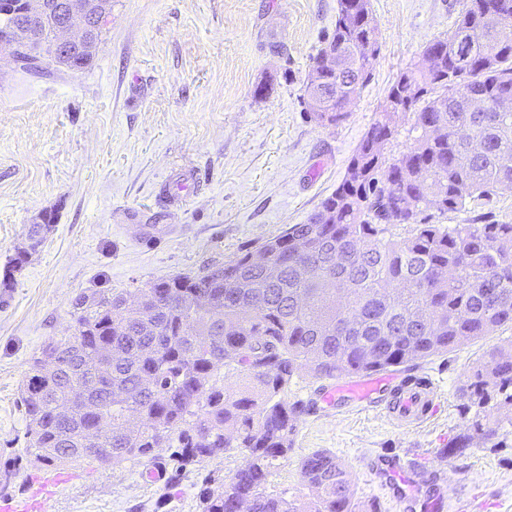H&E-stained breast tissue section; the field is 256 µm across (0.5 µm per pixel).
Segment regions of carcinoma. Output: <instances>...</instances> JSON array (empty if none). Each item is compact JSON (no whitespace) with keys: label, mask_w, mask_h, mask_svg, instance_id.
I'll list each match as a JSON object with an SVG mask.
<instances>
[{"label":"carcinoma","mask_w":512,"mask_h":512,"mask_svg":"<svg viewBox=\"0 0 512 512\" xmlns=\"http://www.w3.org/2000/svg\"><path fill=\"white\" fill-rule=\"evenodd\" d=\"M362 13L371 14L369 0H339L323 44L344 55L318 84L306 83L305 96L327 104L367 85L378 37ZM50 33L26 0H0V37L51 58ZM424 52L435 69L400 73L343 179L305 223L224 263L148 282L133 303L110 289L75 299L73 334L29 362L24 455L147 467L156 449L172 448L186 466L242 448L244 464L222 491L200 489L202 512H359L347 467L325 450L300 462L309 500L266 489L273 461L292 450L297 420L310 411L288 398L293 378L387 371L512 330V224L435 223L512 189V110L498 105L512 94V0H462L453 27ZM93 58L81 48L66 53L79 69ZM407 114L411 143L392 154ZM348 116L310 113L330 126ZM50 231L28 227L31 252ZM256 251L264 264L253 261ZM106 355L110 371L94 374ZM224 369L241 379L239 394L224 393ZM459 395L475 433L494 437L512 416L511 339L477 361Z\"/></svg>","instance_id":"carcinoma-1"}]
</instances>
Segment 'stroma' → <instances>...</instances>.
Wrapping results in <instances>:
<instances>
[{
	"label": "stroma",
	"instance_id": "stroma-1",
	"mask_svg": "<svg viewBox=\"0 0 512 512\" xmlns=\"http://www.w3.org/2000/svg\"><path fill=\"white\" fill-rule=\"evenodd\" d=\"M458 3L370 0L379 55L338 126L317 124L302 105L338 0H112L88 68L29 73L0 53V276L28 225L56 215L39 251L0 287V497L25 498L51 480L48 512H199L202 485L217 491L234 475L244 461L238 448L184 467L158 449L157 482L129 461L59 467L32 455L11 473L25 446L20 390L29 361L71 335L79 295L194 272L303 223L342 180L389 86L453 26ZM181 179L195 189L185 203L163 191ZM481 215L512 224V190L447 221ZM502 340L497 333L386 372L369 400L348 394V376L295 378L289 397L315 408L271 467L268 491L307 496L299 462L324 449L347 465L355 500L377 512H405L377 470L386 457L420 479L413 512H426L437 488V512H512V430L445 453L470 432L460 386ZM418 383L434 387L435 410L400 425L386 407L398 388Z\"/></svg>",
	"mask_w": 512,
	"mask_h": 512
}]
</instances>
